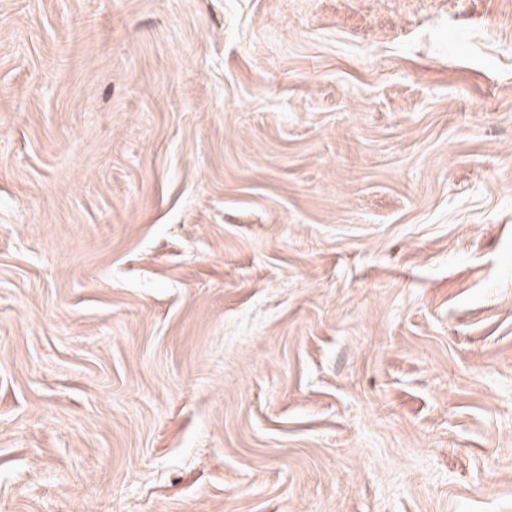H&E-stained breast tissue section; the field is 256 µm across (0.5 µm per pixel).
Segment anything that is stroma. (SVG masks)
<instances>
[{
  "label": "stroma",
  "instance_id": "stroma-1",
  "mask_svg": "<svg viewBox=\"0 0 512 512\" xmlns=\"http://www.w3.org/2000/svg\"><path fill=\"white\" fill-rule=\"evenodd\" d=\"M0 512H512V0H0Z\"/></svg>",
  "mask_w": 512,
  "mask_h": 512
}]
</instances>
